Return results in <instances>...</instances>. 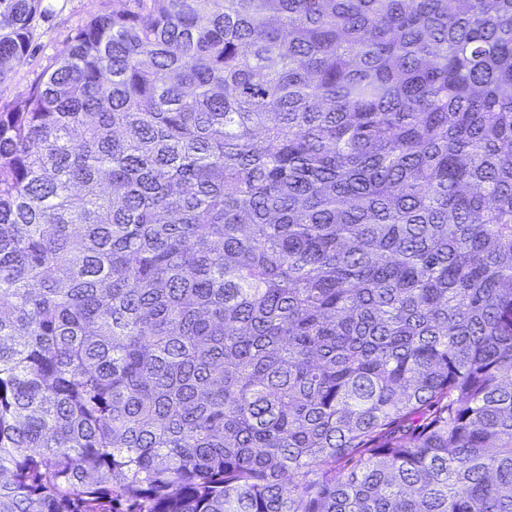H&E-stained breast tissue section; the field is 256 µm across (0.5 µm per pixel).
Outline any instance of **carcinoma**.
I'll return each mask as SVG.
<instances>
[{
    "instance_id": "cac0c4a2",
    "label": "carcinoma",
    "mask_w": 512,
    "mask_h": 512,
    "mask_svg": "<svg viewBox=\"0 0 512 512\" xmlns=\"http://www.w3.org/2000/svg\"><path fill=\"white\" fill-rule=\"evenodd\" d=\"M133 2L0 102V512H512V0Z\"/></svg>"
}]
</instances>
